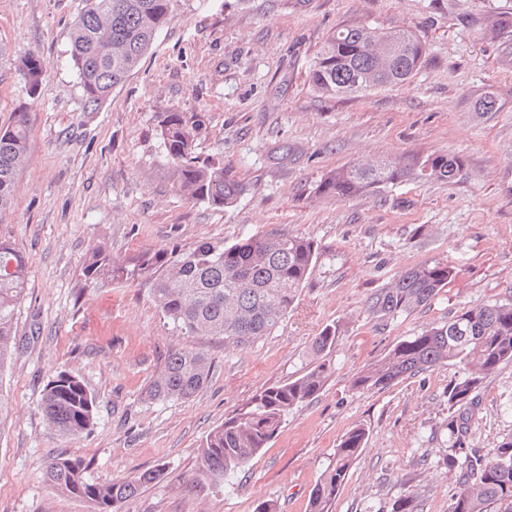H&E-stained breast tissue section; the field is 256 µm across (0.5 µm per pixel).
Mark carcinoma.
Returning a JSON list of instances; mask_svg holds the SVG:
<instances>
[{
    "instance_id": "1",
    "label": "carcinoma",
    "mask_w": 512,
    "mask_h": 512,
    "mask_svg": "<svg viewBox=\"0 0 512 512\" xmlns=\"http://www.w3.org/2000/svg\"><path fill=\"white\" fill-rule=\"evenodd\" d=\"M181 0H85L71 31L70 64L76 71L85 108L98 110L138 68L155 37L174 17ZM426 46L410 28L381 29L366 24L340 25L317 52L309 84L323 96L336 97L404 84L420 69ZM19 74L32 98L41 95L40 60L30 55ZM160 138L171 160L176 189L190 200L217 208L232 206L245 190L224 164L201 157L196 141L207 130L202 112H166ZM29 112L21 109L0 129V212L13 201L15 177L27 161ZM464 161L442 152L350 164L325 172L316 194L349 200L372 194L407 178L450 182ZM316 243L285 231L251 235L231 245L202 241L193 249L146 250L115 259L100 245L84 260L80 283L95 290L114 282L138 281L148 287L164 316L188 336H219L224 343L246 345L273 333L293 309L317 259ZM28 258L0 238V375L16 348L17 308L27 290ZM453 276L444 263L407 270L389 287L375 293L373 313L394 316L426 305ZM338 329L325 327L311 343L317 362L301 377L256 394L202 444L197 471L221 484L247 466L279 433L288 412L313 400L331 373L328 354ZM512 361V304L469 309L448 322L426 327L396 344L384 359L353 380L358 390L384 389L396 381L441 364L455 363L464 375L448 386V404L465 410L475 406L482 378ZM207 356L194 348L172 351L157 378L147 387L150 400L185 401L207 382ZM41 412L51 433L77 439L95 422V399L76 376L58 372L45 386ZM451 448H463L467 419L450 417ZM366 430H349L337 445L309 500V512H330L336 492L365 446ZM468 464L457 481L449 512H487L495 501H512V440L491 451L470 449ZM80 457L57 458L46 470L57 491L88 501L94 512H122L141 487L165 478L163 468L125 481L94 483L83 476Z\"/></svg>"
}]
</instances>
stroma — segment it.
Masks as SVG:
<instances>
[{
  "instance_id": "stroma-1",
  "label": "stroma",
  "mask_w": 512,
  "mask_h": 512,
  "mask_svg": "<svg viewBox=\"0 0 512 512\" xmlns=\"http://www.w3.org/2000/svg\"><path fill=\"white\" fill-rule=\"evenodd\" d=\"M84 0H0V127L31 118L28 161L0 237L29 259L17 314L18 352L0 374L9 413L0 424V512H93L54 490L46 465L79 456L91 482L157 467L123 512H308L310 494L341 437L365 428V447L331 512H391L413 490L420 512H448L457 474L447 464L448 386L441 365L385 389L354 376L403 338L483 304L512 303V33H483L512 0H181L149 53L99 110L86 111L70 64V32ZM348 22L409 27L427 56L402 85L326 98L307 74L320 47ZM40 58L45 91L30 101L18 65ZM494 95L498 109L474 103ZM166 112H203L196 150L245 185L218 209L177 191L159 135ZM435 151L464 160L452 182L407 180L351 200L315 188L330 168ZM283 230L313 239L318 259L293 310L271 335L244 346L187 336L144 286L79 291L98 245L125 258L192 249ZM441 262L455 276L426 306L395 317L370 310L403 272ZM340 329L322 392L289 413L279 434L218 487L197 475L201 444L260 391L301 376L312 340ZM203 350L204 387L187 401H148L145 386L177 348ZM95 396V425L77 440L51 434L39 404L56 371ZM466 445L512 438V362L476 392Z\"/></svg>"
}]
</instances>
